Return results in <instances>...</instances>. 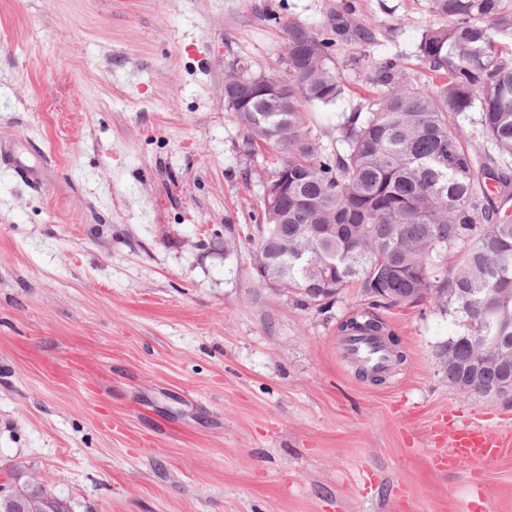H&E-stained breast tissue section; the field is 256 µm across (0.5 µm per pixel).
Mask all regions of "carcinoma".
Listing matches in <instances>:
<instances>
[{"mask_svg": "<svg viewBox=\"0 0 512 512\" xmlns=\"http://www.w3.org/2000/svg\"><path fill=\"white\" fill-rule=\"evenodd\" d=\"M438 22L417 47L423 77L398 57L346 53L360 25L288 26L286 76L256 75L234 62L224 107L245 131V151L273 153L256 248L288 261L284 289L322 307L357 286L369 309L340 326L343 336L385 335L378 308L432 300L458 330L438 345L444 374L462 392V374L508 394L512 365L477 368L466 336L492 335L512 317V200L499 170L512 166V53L495 36L512 33V0H427ZM365 74L367 94L327 145L307 108L344 94L340 58ZM479 113L494 166L478 167L460 121Z\"/></svg>", "mask_w": 512, "mask_h": 512, "instance_id": "cac0c4a2", "label": "carcinoma"}]
</instances>
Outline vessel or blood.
<instances>
[{"label": "vessel or blood", "mask_w": 512, "mask_h": 512, "mask_svg": "<svg viewBox=\"0 0 512 512\" xmlns=\"http://www.w3.org/2000/svg\"><path fill=\"white\" fill-rule=\"evenodd\" d=\"M345 345L351 354L365 360L369 369L381 373L387 371L388 362L375 340L355 336L346 339ZM437 429L448 434L451 440L450 452L438 458L443 468L452 470L462 465L487 463L497 458L502 450L498 435L478 426H454L442 421Z\"/></svg>", "instance_id": "vessel-or-blood-1"}]
</instances>
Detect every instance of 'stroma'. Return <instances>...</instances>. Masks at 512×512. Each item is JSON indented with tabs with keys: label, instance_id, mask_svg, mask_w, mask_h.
<instances>
[{
	"label": "stroma",
	"instance_id": "stroma-1",
	"mask_svg": "<svg viewBox=\"0 0 512 512\" xmlns=\"http://www.w3.org/2000/svg\"><path fill=\"white\" fill-rule=\"evenodd\" d=\"M351 12L358 52L419 73L426 0H0L1 482L73 512H512V402L449 385L451 316L380 310L408 360L375 386L341 350L359 288L320 309L253 268L274 157L224 75H284L288 24ZM341 74L312 114L331 141L363 80ZM444 416L502 454L437 468Z\"/></svg>",
	"mask_w": 512,
	"mask_h": 512
}]
</instances>
